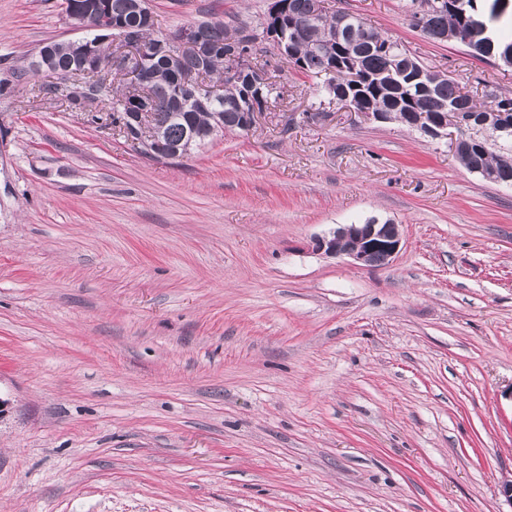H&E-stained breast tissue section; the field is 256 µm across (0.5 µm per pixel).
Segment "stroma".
<instances>
[{"instance_id": "35a3bbf8", "label": "stroma", "mask_w": 512, "mask_h": 512, "mask_svg": "<svg viewBox=\"0 0 512 512\" xmlns=\"http://www.w3.org/2000/svg\"><path fill=\"white\" fill-rule=\"evenodd\" d=\"M61 0H0V512H512V186L270 55L243 135L153 161L46 74ZM406 0H336L482 89ZM168 34L266 0H151ZM375 218L382 267L312 251Z\"/></svg>"}]
</instances>
